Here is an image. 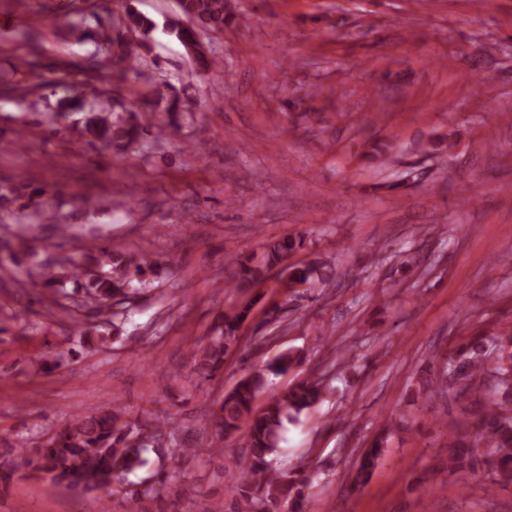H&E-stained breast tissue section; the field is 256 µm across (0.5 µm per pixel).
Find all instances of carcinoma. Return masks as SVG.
<instances>
[{"instance_id": "obj_1", "label": "carcinoma", "mask_w": 512, "mask_h": 512, "mask_svg": "<svg viewBox=\"0 0 512 512\" xmlns=\"http://www.w3.org/2000/svg\"><path fill=\"white\" fill-rule=\"evenodd\" d=\"M181 16L189 24L179 20L170 23L171 31L186 46L196 47L200 72L208 73L216 61L209 58L198 40L200 33L224 31V25L236 20L230 0H181ZM157 28L150 18L128 9L123 27L116 28L112 36L100 37L102 51L118 57L124 67L118 70L123 80L129 70L146 80L151 77L139 69L142 59L140 50L147 49L146 37ZM100 61L95 57L81 64L65 66V72L77 71L86 81L79 85V95L68 102V107L79 111L82 101L90 100L94 108L89 111L79 136L92 146L98 144L106 151L112 148H127L135 144L150 131L135 122L134 117L112 120V113L105 102L109 91L97 87L89 88L90 80L96 78ZM142 104L153 112H165L171 116L167 125H175L172 116L183 111L180 98L175 94L154 90L152 96ZM302 246L294 238H286L270 248L266 268L251 265L245 255L234 261V277L224 282L226 288H252L264 283L268 273L277 269L296 283H313L328 278L327 273L312 262L304 265L289 263L290 256ZM84 261L77 262L68 256L57 259L56 264L67 273V278L84 289L85 295L95 303L94 310L100 321L93 325L99 342L104 344L112 330V307L115 303L130 300L128 285L133 276L154 271V263L117 251L110 246L99 245L83 254ZM252 303L245 302L222 313L220 324L214 329L207 343L194 354L196 368L200 374L211 379L224 367V355L237 346L242 324L248 319ZM512 347V331L476 340L459 351L457 360L448 362L436 378V387L448 389L452 384L448 374L455 366L467 369L465 379L490 376L493 396L480 406L474 420L463 434L456 437L448 467L465 472L475 466L477 458L488 459L494 464V474L501 482L512 483V410L504 403L512 404V366L501 359L492 365L486 364L490 349L501 351ZM296 364L292 354L286 352L265 366L264 371L254 372L240 379L231 391L225 393L216 416L213 446L223 450V441L244 431L245 447L248 448L247 464L236 480L234 490L247 506L259 505L260 512H303L305 499L303 486L308 478L296 470L278 469L273 466L281 432L288 422L299 420L325 393V384L320 378L307 376L290 383L287 387L257 404L259 394L268 386V378L287 372ZM123 409L114 404L105 406L95 414H76L61 428L52 432L40 446L23 449L25 465L47 475L50 486L94 490L110 487L115 483L126 484L129 473L147 464L143 457L149 446H158L169 434V420L157 419L147 422L150 430L147 442H136L138 422H123ZM384 435H379L373 445L364 450L352 475L353 486L365 484L377 466L380 446Z\"/></svg>"}]
</instances>
